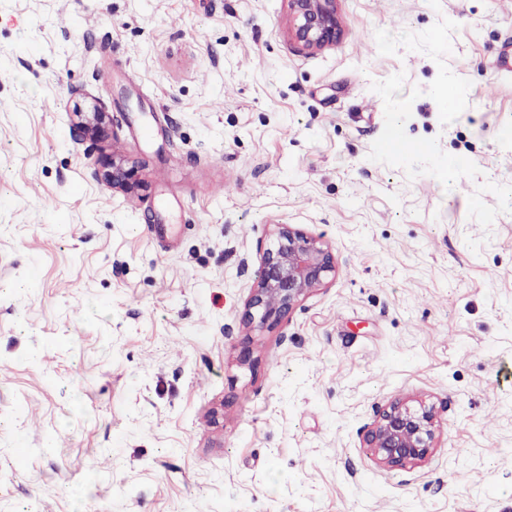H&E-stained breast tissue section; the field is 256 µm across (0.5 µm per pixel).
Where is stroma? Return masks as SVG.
<instances>
[{
	"instance_id": "1",
	"label": "stroma",
	"mask_w": 512,
	"mask_h": 512,
	"mask_svg": "<svg viewBox=\"0 0 512 512\" xmlns=\"http://www.w3.org/2000/svg\"><path fill=\"white\" fill-rule=\"evenodd\" d=\"M336 17L307 54L287 0H0V512H512V0ZM277 224L336 273L249 327ZM405 397L437 447L385 468ZM413 400H397L383 409L365 432V443L379 464L404 467L424 462L436 448L431 409Z\"/></svg>"
}]
</instances>
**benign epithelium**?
<instances>
[{"instance_id": "benign-epithelium-1", "label": "benign epithelium", "mask_w": 512, "mask_h": 512, "mask_svg": "<svg viewBox=\"0 0 512 512\" xmlns=\"http://www.w3.org/2000/svg\"><path fill=\"white\" fill-rule=\"evenodd\" d=\"M336 0H288V36L303 52L322 50L336 40ZM112 186L127 187L132 169L112 161ZM273 247L261 259L251 288L245 325L279 323L335 271V257L321 240L288 224H278ZM431 409L406 399L383 409L365 432V443L379 464L404 467L424 462L436 448Z\"/></svg>"}]
</instances>
